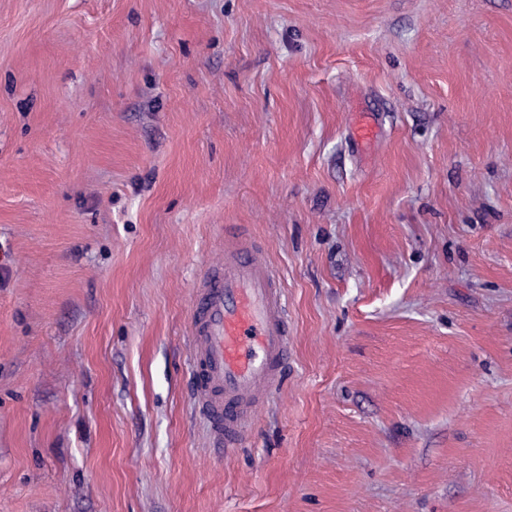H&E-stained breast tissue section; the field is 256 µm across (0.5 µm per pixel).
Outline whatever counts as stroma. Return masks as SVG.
Listing matches in <instances>:
<instances>
[{
  "label": "stroma",
  "mask_w": 512,
  "mask_h": 512,
  "mask_svg": "<svg viewBox=\"0 0 512 512\" xmlns=\"http://www.w3.org/2000/svg\"><path fill=\"white\" fill-rule=\"evenodd\" d=\"M228 224L293 352L221 454ZM0 512H512V0H0Z\"/></svg>",
  "instance_id": "obj_1"
}]
</instances>
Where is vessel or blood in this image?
I'll return each mask as SVG.
<instances>
[{
  "label": "vessel or blood",
  "mask_w": 512,
  "mask_h": 512,
  "mask_svg": "<svg viewBox=\"0 0 512 512\" xmlns=\"http://www.w3.org/2000/svg\"><path fill=\"white\" fill-rule=\"evenodd\" d=\"M241 227L224 243V264L198 282L191 327L196 411L214 447H238L253 413L279 386L291 352L279 276Z\"/></svg>",
  "instance_id": "1"
}]
</instances>
